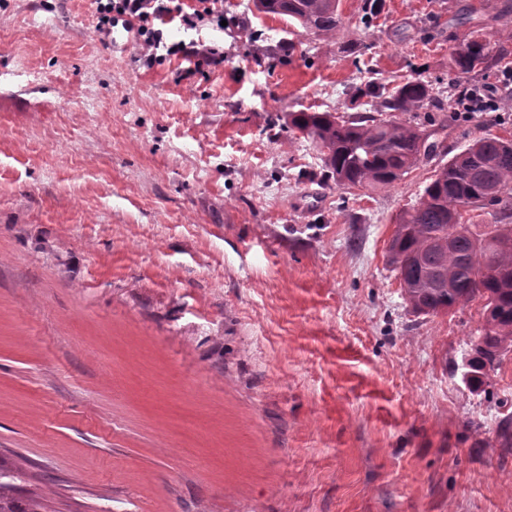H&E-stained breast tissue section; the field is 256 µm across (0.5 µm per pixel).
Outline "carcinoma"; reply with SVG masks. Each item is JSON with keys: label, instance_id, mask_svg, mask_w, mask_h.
I'll list each match as a JSON object with an SVG mask.
<instances>
[{"label": "carcinoma", "instance_id": "obj_1", "mask_svg": "<svg viewBox=\"0 0 512 512\" xmlns=\"http://www.w3.org/2000/svg\"><path fill=\"white\" fill-rule=\"evenodd\" d=\"M340 0H253L263 14L286 16L319 37L342 26ZM508 56L494 51L481 30L459 41L448 61V92L415 77L392 88L367 84L370 112L344 118L332 112L288 114V128L312 140L324 179L339 186L385 187L423 161L447 155L448 108L462 92L459 78L488 74ZM429 110L433 132L399 121L397 112ZM491 214L494 235L473 219ZM453 239H448V234ZM387 264L397 272L405 301L416 314L447 313L476 297L484 316L470 337L467 381L484 384L512 348V138L476 137L435 170L419 201L403 212L391 239ZM15 473L0 463V512H39L34 500L16 496Z\"/></svg>", "mask_w": 512, "mask_h": 512}]
</instances>
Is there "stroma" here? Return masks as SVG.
Masks as SVG:
<instances>
[{"label":"stroma","mask_w":512,"mask_h":512,"mask_svg":"<svg viewBox=\"0 0 512 512\" xmlns=\"http://www.w3.org/2000/svg\"><path fill=\"white\" fill-rule=\"evenodd\" d=\"M360 4L325 38L224 0L165 37L223 51L197 68L92 0H0V461L41 512H512V351L472 389L483 300L414 314L386 263L443 157L344 188L288 129L370 81L447 86L470 28L512 48V10ZM498 79L449 153L512 137Z\"/></svg>","instance_id":"1"}]
</instances>
